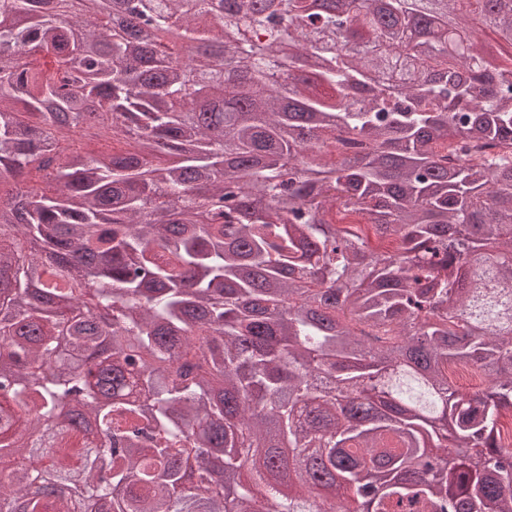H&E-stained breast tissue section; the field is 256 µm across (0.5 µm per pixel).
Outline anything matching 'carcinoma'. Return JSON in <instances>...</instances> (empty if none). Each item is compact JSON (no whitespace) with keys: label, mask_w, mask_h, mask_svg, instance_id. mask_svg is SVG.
Wrapping results in <instances>:
<instances>
[{"label":"carcinoma","mask_w":512,"mask_h":512,"mask_svg":"<svg viewBox=\"0 0 512 512\" xmlns=\"http://www.w3.org/2000/svg\"><path fill=\"white\" fill-rule=\"evenodd\" d=\"M358 2L0 0V512H512V0ZM333 219L336 224H360L361 221V218L357 214L338 211H336V216H333ZM356 227L359 229V233L366 239V242L371 249L390 246L388 241L379 238L370 226L360 224Z\"/></svg>","instance_id":"cac0c4a2"}]
</instances>
